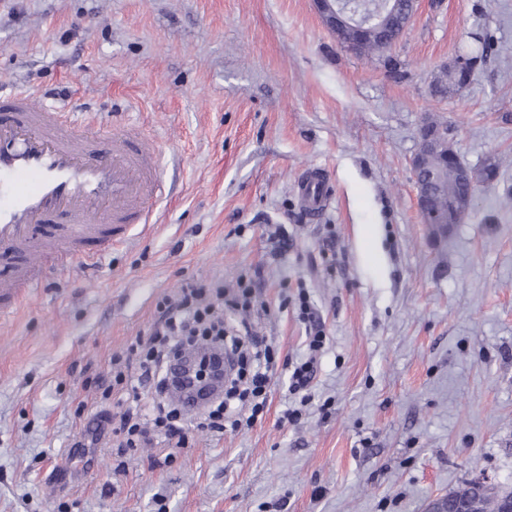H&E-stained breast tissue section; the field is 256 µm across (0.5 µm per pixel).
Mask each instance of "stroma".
I'll return each instance as SVG.
<instances>
[{
	"mask_svg": "<svg viewBox=\"0 0 512 512\" xmlns=\"http://www.w3.org/2000/svg\"><path fill=\"white\" fill-rule=\"evenodd\" d=\"M476 32L491 55L431 96ZM20 89L155 138L175 194L0 320V512H424L478 476L512 490V0H422L379 55L338 43L312 0H0V91ZM426 120L499 167L437 244L411 169ZM312 165L333 190L313 218L296 193ZM256 267L279 359L305 352L282 283L328 338L301 420L280 424L279 380L250 429L196 414L188 447L70 456L100 406L89 379L157 303L191 281L233 295Z\"/></svg>",
	"mask_w": 512,
	"mask_h": 512,
	"instance_id": "stroma-1",
	"label": "stroma"
}]
</instances>
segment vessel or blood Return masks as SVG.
Here are the masks:
<instances>
[{"instance_id": "vessel-or-blood-1", "label": "vessel or blood", "mask_w": 512, "mask_h": 512, "mask_svg": "<svg viewBox=\"0 0 512 512\" xmlns=\"http://www.w3.org/2000/svg\"><path fill=\"white\" fill-rule=\"evenodd\" d=\"M167 191L155 141L75 121L26 91L0 96V317L41 284L46 260L93 261L152 223ZM302 209L326 208L321 169L298 184Z\"/></svg>"}]
</instances>
